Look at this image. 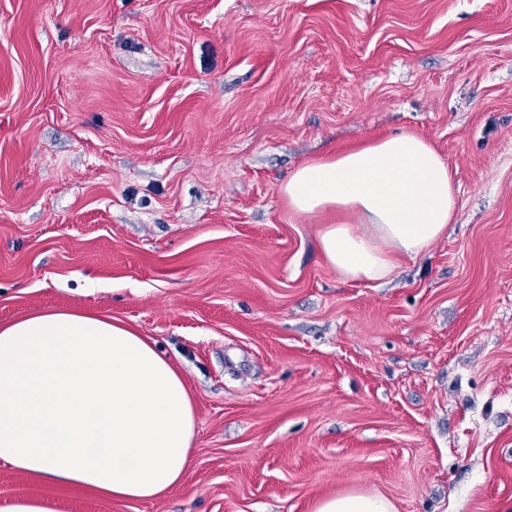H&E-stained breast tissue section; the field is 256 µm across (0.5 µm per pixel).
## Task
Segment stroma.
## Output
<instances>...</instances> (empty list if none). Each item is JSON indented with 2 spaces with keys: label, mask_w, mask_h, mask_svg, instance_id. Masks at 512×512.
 Instances as JSON below:
<instances>
[{
  "label": "stroma",
  "mask_w": 512,
  "mask_h": 512,
  "mask_svg": "<svg viewBox=\"0 0 512 512\" xmlns=\"http://www.w3.org/2000/svg\"><path fill=\"white\" fill-rule=\"evenodd\" d=\"M412 133L445 235L340 279L280 187ZM55 308L154 342L195 403L152 501L0 465L48 512H512V0H0V324ZM312 512H396L390 500L382 495L348 493L315 502Z\"/></svg>",
  "instance_id": "35a3bbf8"
}]
</instances>
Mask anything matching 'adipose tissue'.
<instances>
[{"instance_id": "adipose-tissue-1", "label": "adipose tissue", "mask_w": 512, "mask_h": 512, "mask_svg": "<svg viewBox=\"0 0 512 512\" xmlns=\"http://www.w3.org/2000/svg\"><path fill=\"white\" fill-rule=\"evenodd\" d=\"M300 215L338 214L317 247L346 281L380 282L445 234L456 197L433 145L378 137L304 163L282 185ZM195 407L179 371L111 319L47 309L0 325V463L56 485L147 501L191 464ZM312 512H395L382 495L348 493Z\"/></svg>"}]
</instances>
